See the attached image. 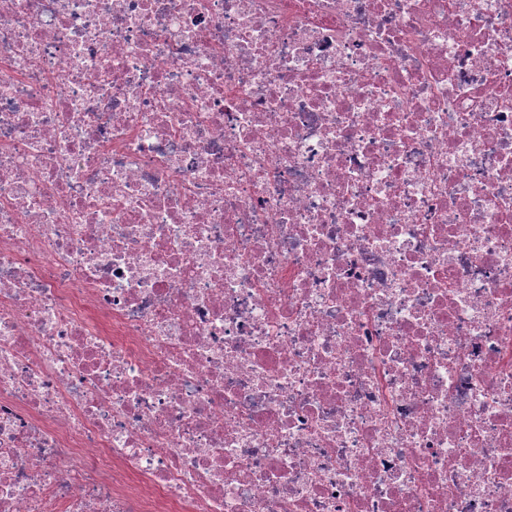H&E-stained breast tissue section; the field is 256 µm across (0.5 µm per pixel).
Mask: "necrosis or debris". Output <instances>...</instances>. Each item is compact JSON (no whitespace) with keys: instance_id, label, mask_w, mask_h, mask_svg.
I'll use <instances>...</instances> for the list:
<instances>
[{"instance_id":"1","label":"necrosis or debris","mask_w":512,"mask_h":512,"mask_svg":"<svg viewBox=\"0 0 512 512\" xmlns=\"http://www.w3.org/2000/svg\"><path fill=\"white\" fill-rule=\"evenodd\" d=\"M0 512H512V0H0Z\"/></svg>"}]
</instances>
